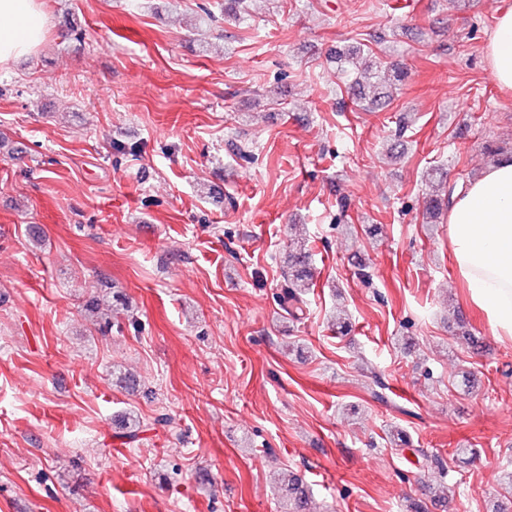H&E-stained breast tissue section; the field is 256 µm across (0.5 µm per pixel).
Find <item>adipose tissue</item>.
<instances>
[{
    "label": "adipose tissue",
    "mask_w": 512,
    "mask_h": 512,
    "mask_svg": "<svg viewBox=\"0 0 512 512\" xmlns=\"http://www.w3.org/2000/svg\"><path fill=\"white\" fill-rule=\"evenodd\" d=\"M41 0H0V66L31 54L46 34ZM486 58L492 78L512 89V8L498 10ZM458 275L495 336L512 338V160L469 182L448 212Z\"/></svg>",
    "instance_id": "adipose-tissue-1"
}]
</instances>
